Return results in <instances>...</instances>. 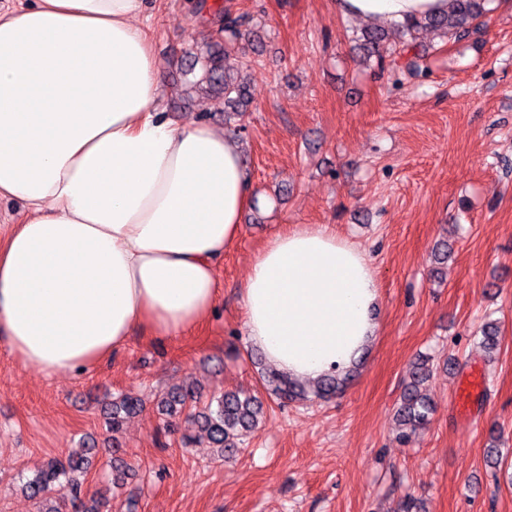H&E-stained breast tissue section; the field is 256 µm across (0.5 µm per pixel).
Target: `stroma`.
<instances>
[{"mask_svg":"<svg viewBox=\"0 0 512 512\" xmlns=\"http://www.w3.org/2000/svg\"><path fill=\"white\" fill-rule=\"evenodd\" d=\"M205 11H198V4ZM253 15L242 40L257 59L247 128L234 133L211 96L180 95L173 65L217 39L222 10ZM160 98L172 119L234 135L248 158L253 204L218 268L223 298L208 322L176 337L136 331L109 360L47 376L0 345V512H37L24 489L38 467L81 440L94 444L86 486L129 477L109 512H512V478L487 463L491 441L512 461V0H493L478 40L425 32L428 75L361 65L336 0H145ZM326 224L361 249L379 283L377 334L354 382L328 402L266 397L246 348L243 288L278 233ZM448 244V260L436 248ZM499 321L487 360L474 339ZM430 425L396 437L405 375L419 359ZM481 391L466 414L454 400L473 371ZM196 382L204 395L262 396L264 418L235 457L181 445L161 394ZM142 410L107 432L109 403Z\"/></svg>","mask_w":512,"mask_h":512,"instance_id":"35a3bbf8","label":"stroma"}]
</instances>
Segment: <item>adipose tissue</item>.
Here are the masks:
<instances>
[{"instance_id": "adipose-tissue-1", "label": "adipose tissue", "mask_w": 512, "mask_h": 512, "mask_svg": "<svg viewBox=\"0 0 512 512\" xmlns=\"http://www.w3.org/2000/svg\"><path fill=\"white\" fill-rule=\"evenodd\" d=\"M378 24L449 0H336ZM143 0H21L0 13V343L47 375L93 366L135 328L179 336L220 300L252 177L240 148L161 107ZM249 346L289 378L349 368L378 329L367 256L326 225L276 235L243 290Z\"/></svg>"}]
</instances>
